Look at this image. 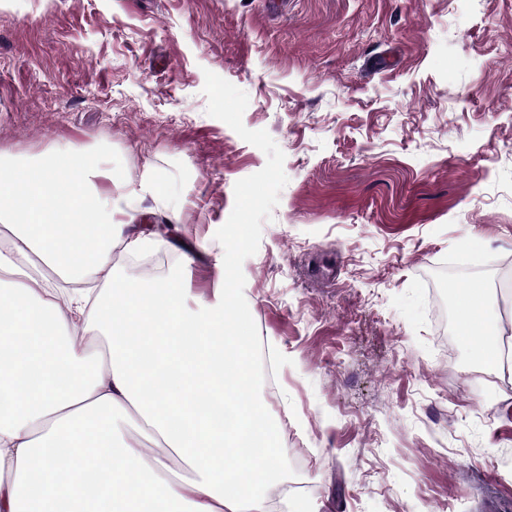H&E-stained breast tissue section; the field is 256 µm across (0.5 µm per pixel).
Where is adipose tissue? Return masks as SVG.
<instances>
[{"mask_svg": "<svg viewBox=\"0 0 512 512\" xmlns=\"http://www.w3.org/2000/svg\"><path fill=\"white\" fill-rule=\"evenodd\" d=\"M114 171L83 147L0 172V512H268L280 479L277 426L242 404L252 332L238 290L218 301L164 281L108 277L137 253L136 206L112 198ZM102 281L69 307L45 271ZM84 318L89 339L70 326ZM459 332L502 368L489 293L462 289ZM159 454L145 457V442Z\"/></svg>", "mask_w": 512, "mask_h": 512, "instance_id": "ef3b65f1", "label": "adipose tissue"}]
</instances>
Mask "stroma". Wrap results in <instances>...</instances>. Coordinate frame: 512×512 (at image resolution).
Here are the masks:
<instances>
[{"label": "stroma", "instance_id": "obj_1", "mask_svg": "<svg viewBox=\"0 0 512 512\" xmlns=\"http://www.w3.org/2000/svg\"><path fill=\"white\" fill-rule=\"evenodd\" d=\"M83 146L181 209L168 279H233L307 512H512V0H0V153ZM461 294L458 310L460 335L469 340L475 357L481 363L504 369L501 334L487 289L476 284L472 288L461 289Z\"/></svg>", "mask_w": 512, "mask_h": 512}]
</instances>
